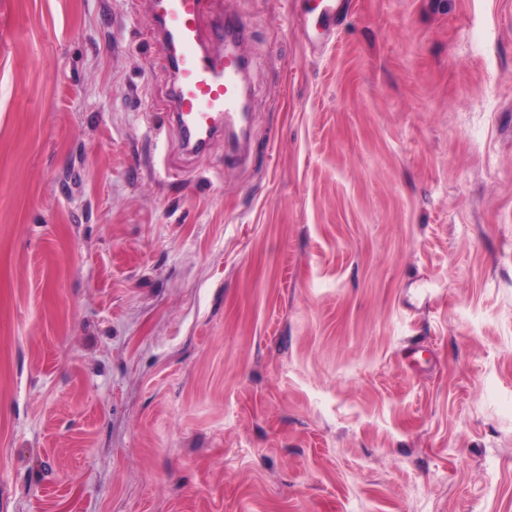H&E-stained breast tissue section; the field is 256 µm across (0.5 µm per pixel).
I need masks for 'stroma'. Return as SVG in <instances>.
Returning a JSON list of instances; mask_svg holds the SVG:
<instances>
[{"label":"stroma","mask_w":512,"mask_h":512,"mask_svg":"<svg viewBox=\"0 0 512 512\" xmlns=\"http://www.w3.org/2000/svg\"><path fill=\"white\" fill-rule=\"evenodd\" d=\"M216 7L241 162L148 0H0V512H512V0Z\"/></svg>","instance_id":"1"}]
</instances>
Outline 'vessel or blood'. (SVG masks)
I'll use <instances>...</instances> for the list:
<instances>
[{
  "label": "vessel or blood",
  "mask_w": 512,
  "mask_h": 512,
  "mask_svg": "<svg viewBox=\"0 0 512 512\" xmlns=\"http://www.w3.org/2000/svg\"><path fill=\"white\" fill-rule=\"evenodd\" d=\"M212 6L213 0H152L154 25L172 63L170 118L182 128L190 153L242 119L245 62L239 42L246 24L239 20L228 29L220 19L206 22Z\"/></svg>",
  "instance_id": "1"
}]
</instances>
